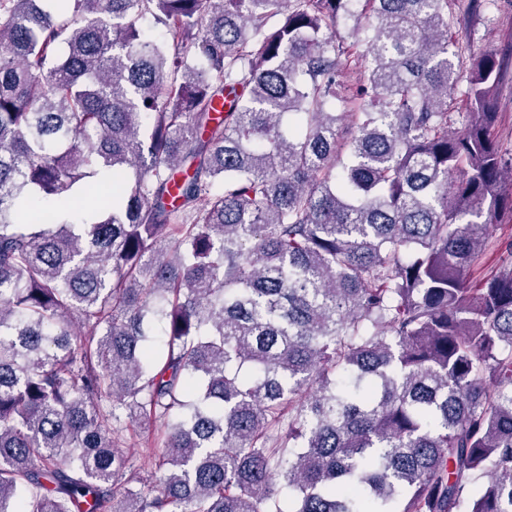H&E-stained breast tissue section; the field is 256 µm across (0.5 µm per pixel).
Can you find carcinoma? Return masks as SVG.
I'll return each instance as SVG.
<instances>
[{"label": "carcinoma", "mask_w": 512, "mask_h": 512, "mask_svg": "<svg viewBox=\"0 0 512 512\" xmlns=\"http://www.w3.org/2000/svg\"><path fill=\"white\" fill-rule=\"evenodd\" d=\"M366 2L0 0V512H512L507 68ZM356 9L358 12V21L356 23L354 18H349L345 21H341L338 25H336V32L333 33V37L335 35V41L344 42L345 46L353 45V51H357L358 53H363L366 49L364 44L365 33L363 30H360L359 33L356 32V27L364 28L367 24V16L368 11L362 1L357 2ZM498 118L493 129L494 138L506 154H512V69L497 91ZM510 239H512V224L490 229L489 247L482 257V265L485 269L496 266L502 255H506V247ZM148 433H151V430L147 429V426L142 425V427H140L138 424L130 426L129 430L125 432V437L127 438L128 444L131 446V448H128L131 459V469L132 473L136 476L147 475V473L139 467V457L142 450L145 449L141 445L143 441L140 439L139 435L146 436Z\"/></svg>", "instance_id": "cac0c4a2"}]
</instances>
